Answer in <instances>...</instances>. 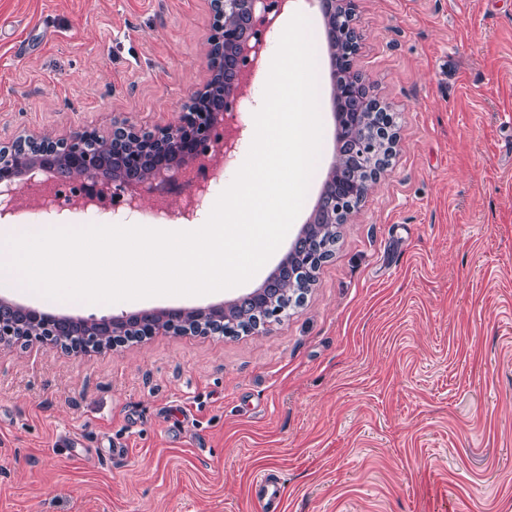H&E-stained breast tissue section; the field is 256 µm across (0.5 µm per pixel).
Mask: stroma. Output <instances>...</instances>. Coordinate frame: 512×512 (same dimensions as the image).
<instances>
[{
  "label": "stroma",
  "instance_id": "stroma-1",
  "mask_svg": "<svg viewBox=\"0 0 512 512\" xmlns=\"http://www.w3.org/2000/svg\"><path fill=\"white\" fill-rule=\"evenodd\" d=\"M212 22L209 0H0V143L175 124ZM354 25L398 145L303 303L260 334L0 346V512H264L265 473L282 512H512V0H358ZM325 29L326 141L265 272L337 149ZM259 497L264 501L265 512H280L283 496L282 486L269 475L261 476L256 482Z\"/></svg>",
  "mask_w": 512,
  "mask_h": 512
}]
</instances>
